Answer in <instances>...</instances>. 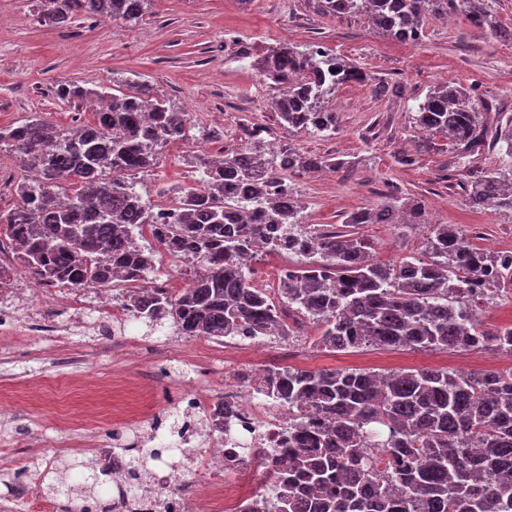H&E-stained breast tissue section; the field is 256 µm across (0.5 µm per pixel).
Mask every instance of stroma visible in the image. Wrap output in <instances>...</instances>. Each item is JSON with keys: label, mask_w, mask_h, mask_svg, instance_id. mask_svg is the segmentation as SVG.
Segmentation results:
<instances>
[{"label": "stroma", "mask_w": 512, "mask_h": 512, "mask_svg": "<svg viewBox=\"0 0 512 512\" xmlns=\"http://www.w3.org/2000/svg\"><path fill=\"white\" fill-rule=\"evenodd\" d=\"M0 126L38 113L67 128L94 122L86 101L64 102L56 87L75 83L102 92L145 81L189 113L186 140L163 149L149 171L132 173L152 204L176 202V192L196 185L191 158L239 147L244 123L269 127L275 145L336 161L329 173L289 174L303 204L306 224L343 227L363 207L419 198L422 224H364L358 233L372 245L371 257L393 264L420 254L432 225L455 224L479 247L512 246V215L465 205V167H512V157L493 150L454 164L445 136H431L418 149L412 117L430 88L450 81L476 87L496 99L512 117V43L490 38L463 16L430 20L419 42L404 43L377 33L359 17L338 19L320 13L311 0H149L142 19H78L54 26L40 19L36 0H0ZM318 43L366 71L396 85L398 92L376 98L370 87L337 89L340 124L330 136L295 135L281 129L271 109L277 86L263 81L252 62L267 47ZM219 130L221 139L199 141V128ZM417 153L403 166L400 155ZM77 311L60 306L56 336H35L18 328L0 341V393L17 401V415L0 418V449L25 436L29 459L43 465L86 461L112 447L108 410L137 399L143 410L176 405L180 391L210 366L203 395L224 393V356L216 340L183 337L164 328L148 333L131 321L113 335L93 322L77 324ZM319 330L308 324L299 343L298 366L307 370L363 369L389 372L449 367L462 372L504 370L501 352H440L369 347L331 352L314 344Z\"/></svg>", "instance_id": "35a3bbf8"}]
</instances>
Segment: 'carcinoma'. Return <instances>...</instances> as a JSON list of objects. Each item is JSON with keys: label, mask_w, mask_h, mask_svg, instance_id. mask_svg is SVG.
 <instances>
[{"label": "carcinoma", "mask_w": 512, "mask_h": 512, "mask_svg": "<svg viewBox=\"0 0 512 512\" xmlns=\"http://www.w3.org/2000/svg\"><path fill=\"white\" fill-rule=\"evenodd\" d=\"M54 25L74 18L137 21L148 0H38ZM336 18L363 15L371 28L401 42H417L426 24L450 12L471 26L512 42V29L498 26L488 0H314ZM258 72L280 88L271 102L277 122L292 133L330 136L339 112L336 89L372 86L383 98L390 86L326 50L292 45L267 49ZM67 102L96 97L107 106L95 122L76 132L38 116L0 127V147L18 154L28 176L17 184L19 201L0 210V235L18 245L16 262L38 284L110 288L120 275L147 281L156 272L153 254L136 244L135 230L151 228L153 239L193 268L180 292L158 289L126 293L125 308L157 332L170 322L183 336L222 338L285 336L276 306L253 284L246 258L254 240L272 230L273 251H291L299 265L280 277L288 306L318 325L315 344L331 351L363 347L458 351L481 348L512 353V325L484 327L465 288L482 274L488 256L451 224H435L423 256L394 266L371 260L361 237L325 228H303L290 193L273 192L289 173H307L331 161L284 144L263 161L253 144L265 133L243 128L240 147L215 162L197 156L199 185L182 191L171 224L157 223L154 205L131 192L130 172L156 165L162 149L187 138L189 113L179 112L146 82L129 93H102L64 83ZM499 108L473 87L444 82L419 103L415 128L444 134L462 156L503 143L512 156V119L493 123ZM73 192L60 200L59 184ZM466 204L512 213V171L468 170ZM425 222L424 202L404 207L363 208L349 224ZM512 284V260L495 268L492 284ZM263 392L288 411L312 408L328 418L288 430V466L278 469L270 497L250 512H512V370L462 373L447 368L397 371L385 377L361 370L270 372ZM379 452L388 468L373 472L368 455ZM181 454L170 441L129 457L134 479L151 461ZM84 464L67 466L46 490L70 495L82 486L107 493Z\"/></svg>", "instance_id": "cac0c4a2"}]
</instances>
